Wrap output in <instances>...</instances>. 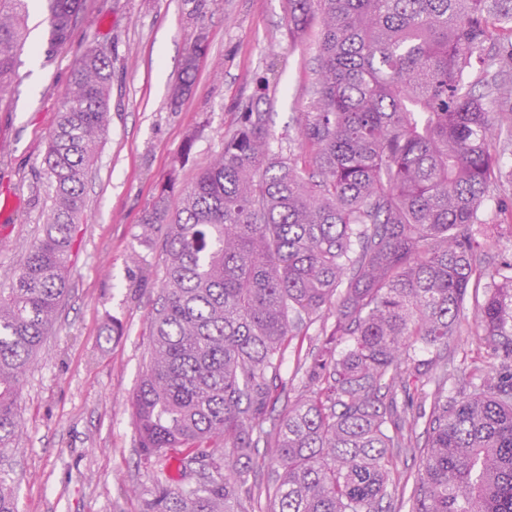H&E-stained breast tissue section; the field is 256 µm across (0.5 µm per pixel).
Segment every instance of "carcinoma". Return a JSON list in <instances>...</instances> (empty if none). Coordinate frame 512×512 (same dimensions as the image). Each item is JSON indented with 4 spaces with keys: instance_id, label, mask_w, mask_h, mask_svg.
Wrapping results in <instances>:
<instances>
[{
    "instance_id": "cac0c4a2",
    "label": "carcinoma",
    "mask_w": 512,
    "mask_h": 512,
    "mask_svg": "<svg viewBox=\"0 0 512 512\" xmlns=\"http://www.w3.org/2000/svg\"><path fill=\"white\" fill-rule=\"evenodd\" d=\"M50 43L67 44L83 0H45ZM25 0H0V85L16 74ZM321 26L311 155L273 151L251 106L224 150L170 203L165 184L142 217L164 226V281L150 357L130 398L146 458L172 451L186 477L156 483L146 512H385L393 457L412 447L411 381L434 383L423 470L408 512H512V365L476 363L448 392L442 362L468 290L492 357H512V264L474 276L498 188L493 141L512 124V0H288V34ZM199 36L171 88L178 104ZM478 69L481 77L469 79ZM111 62L76 59L43 159L54 187L42 238L0 288V450L20 432L23 379L69 292L84 184L107 132ZM330 342L308 394L271 415L289 337L325 311ZM431 354L421 358L418 352ZM404 403L397 407V395ZM273 449L268 493L248 488L259 444ZM0 512H18L0 473Z\"/></svg>"
}]
</instances>
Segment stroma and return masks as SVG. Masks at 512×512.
<instances>
[{
	"instance_id": "stroma-1",
	"label": "stroma",
	"mask_w": 512,
	"mask_h": 512,
	"mask_svg": "<svg viewBox=\"0 0 512 512\" xmlns=\"http://www.w3.org/2000/svg\"><path fill=\"white\" fill-rule=\"evenodd\" d=\"M26 44L15 79L0 88V192L17 201L0 221V288L8 287L42 235L53 188L43 167L48 136L86 49L112 62L109 126L85 182L71 288L18 398L22 428L0 467L15 481L19 512H145L157 478L177 475L175 458L144 460L129 401L149 359L147 327L163 282L160 240L141 218L161 184L190 186L224 149L248 106L268 112L274 151L307 156L298 119L315 97L320 29L288 35V0H86L67 45H50L44 0L26 6ZM206 54L179 104L169 94L198 34ZM490 237L476 268L512 263V183L480 210ZM467 299L462 333L448 339L449 378L485 356ZM334 318L324 314L284 353L276 410L304 391L312 352ZM425 434L391 469L384 500L408 512L422 469Z\"/></svg>"
}]
</instances>
